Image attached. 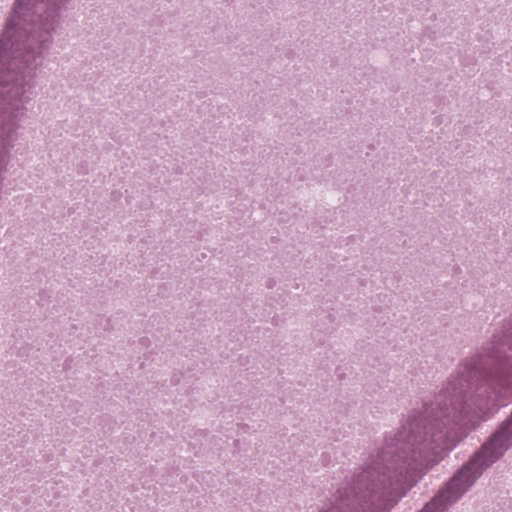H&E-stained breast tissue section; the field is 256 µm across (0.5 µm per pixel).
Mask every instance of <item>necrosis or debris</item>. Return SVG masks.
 <instances>
[{"label":"necrosis or debris","instance_id":"4bbe7bcc","mask_svg":"<svg viewBox=\"0 0 512 512\" xmlns=\"http://www.w3.org/2000/svg\"><path fill=\"white\" fill-rule=\"evenodd\" d=\"M13 110L0 512H320L512 323V0H66Z\"/></svg>","mask_w":512,"mask_h":512}]
</instances>
